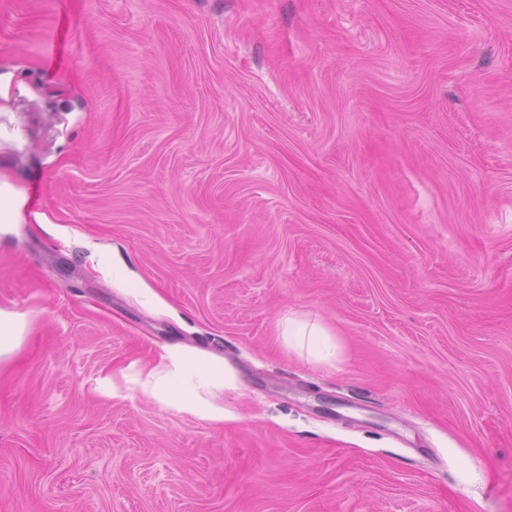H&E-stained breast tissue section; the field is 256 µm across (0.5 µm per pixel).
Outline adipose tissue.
Returning a JSON list of instances; mask_svg holds the SVG:
<instances>
[{"label":"adipose tissue","mask_w":512,"mask_h":512,"mask_svg":"<svg viewBox=\"0 0 512 512\" xmlns=\"http://www.w3.org/2000/svg\"><path fill=\"white\" fill-rule=\"evenodd\" d=\"M281 334L289 348L307 354L315 361L331 363L340 355L336 338L319 320L294 312L288 313L281 321ZM223 383V363L178 353L170 357L167 381L160 383L151 379L147 386L163 400L197 415L215 419L219 416L218 411L206 403L201 392Z\"/></svg>","instance_id":"adipose-tissue-1"}]
</instances>
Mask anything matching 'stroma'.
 I'll return each instance as SVG.
<instances>
[{
	"mask_svg": "<svg viewBox=\"0 0 512 512\" xmlns=\"http://www.w3.org/2000/svg\"><path fill=\"white\" fill-rule=\"evenodd\" d=\"M5 72L0 512H512V0H0ZM26 201L24 196H20L14 191L3 195L0 183V223L4 220L25 219L27 216L35 214L27 207ZM23 325L21 317L0 312V357L9 354L17 345L21 336H18V330ZM281 336L289 348L315 361L332 363L340 356L335 335L317 319L288 312L281 321ZM169 359L168 380L160 383L148 379L147 387L177 407L201 417L219 419L221 414L206 403L201 391L224 386V363L185 353L173 354Z\"/></svg>",
	"mask_w": 512,
	"mask_h": 512,
	"instance_id": "obj_1",
	"label": "stroma"
}]
</instances>
